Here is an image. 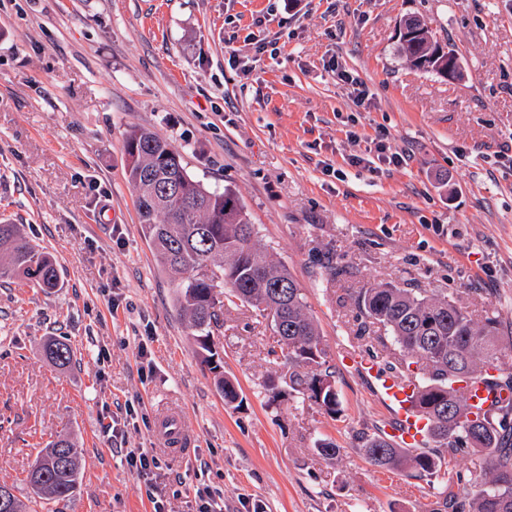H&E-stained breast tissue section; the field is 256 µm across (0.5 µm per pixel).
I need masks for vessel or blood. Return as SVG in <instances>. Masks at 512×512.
I'll list each match as a JSON object with an SVG mask.
<instances>
[{
	"label": "vessel or blood",
	"instance_id": "obj_1",
	"mask_svg": "<svg viewBox=\"0 0 512 512\" xmlns=\"http://www.w3.org/2000/svg\"><path fill=\"white\" fill-rule=\"evenodd\" d=\"M343 359L377 379L382 399L395 409L391 436L407 448L419 445L426 433L427 422L415 408L416 383L395 373L380 374L376 365L352 351L345 352ZM156 435L178 457L186 456L193 444L192 435L182 425L180 412L174 408L159 412Z\"/></svg>",
	"mask_w": 512,
	"mask_h": 512
}]
</instances>
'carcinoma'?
I'll return each mask as SVG.
<instances>
[{"label": "carcinoma", "mask_w": 512, "mask_h": 512, "mask_svg": "<svg viewBox=\"0 0 512 512\" xmlns=\"http://www.w3.org/2000/svg\"><path fill=\"white\" fill-rule=\"evenodd\" d=\"M405 24L416 32L401 40L411 66L444 74L448 62L428 45L426 22L412 16ZM125 152L144 235L162 268L180 276V315L194 330L201 360L215 375L224 400L233 403L239 394L224 377L214 331L220 328L218 311L224 303L239 301L260 312L275 310L274 336L287 349L284 358L296 367L290 387L327 413L338 414L339 394L303 289L257 237L234 192L204 186L188 173L180 152L148 130H131ZM0 251L9 257L0 265L1 279L20 277L46 289L58 286L52 257L23 235L21 225L0 224ZM221 282L222 298L215 292ZM356 306L361 330L378 326L385 334L383 349L418 367V372L408 369L405 374L419 383L417 408L428 421L425 442L435 444L431 451L403 448L374 435L363 442L366 459L381 469L443 484L442 506L451 502L455 512H512V446H503V433L512 430V401L474 411L456 387L459 379L471 377L512 392V370L498 364L499 317L478 322L452 300L388 284L361 289ZM45 353L60 367L74 361L73 348L64 341H48ZM483 451L486 466L480 471L456 467L457 456ZM81 475L80 449L60 437L40 451L25 482L38 487L36 497L48 505L72 496Z\"/></svg>", "instance_id": "obj_1"}]
</instances>
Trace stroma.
Here are the masks:
<instances>
[{
	"label": "stroma",
	"instance_id": "obj_1",
	"mask_svg": "<svg viewBox=\"0 0 512 512\" xmlns=\"http://www.w3.org/2000/svg\"><path fill=\"white\" fill-rule=\"evenodd\" d=\"M410 16L455 48L461 78L398 53ZM138 127L237 194L305 293L339 414L292 391L270 318L242 304L222 308L215 335L239 390L225 403L143 236L126 176ZM355 137L408 162L350 165ZM510 146L512 0H0V224L23 225L60 280L0 282V485L29 497L25 471L66 435L83 479L54 512H153L157 490L167 512H198L204 485L224 512H440V487L364 456L362 435L393 413L342 353L395 368L360 336L355 305L390 283L499 315L512 366V159L498 156ZM325 254L345 276L329 277ZM51 337L72 345L71 366L45 357ZM163 404L195 436L186 458L155 439ZM134 448L159 469L128 466Z\"/></svg>",
	"mask_w": 512,
	"mask_h": 512
}]
</instances>
